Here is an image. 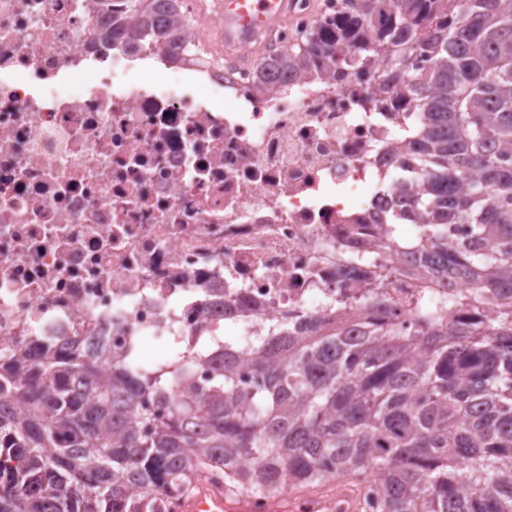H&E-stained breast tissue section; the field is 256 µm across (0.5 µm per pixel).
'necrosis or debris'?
I'll list each match as a JSON object with an SVG mask.
<instances>
[{"instance_id": "necrosis-or-debris-1", "label": "necrosis or debris", "mask_w": 512, "mask_h": 512, "mask_svg": "<svg viewBox=\"0 0 512 512\" xmlns=\"http://www.w3.org/2000/svg\"><path fill=\"white\" fill-rule=\"evenodd\" d=\"M116 18L131 25L128 0H0V348L94 336L117 353L216 335L228 308L247 339L366 292L410 322L418 240H377L416 180L395 145L419 113L362 111L367 82L327 60L269 88L196 47L101 53ZM173 22L224 39L200 0ZM143 60L159 79H136ZM208 288L223 297L201 304Z\"/></svg>"}]
</instances>
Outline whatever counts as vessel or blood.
Listing matches in <instances>:
<instances>
[{
  "mask_svg": "<svg viewBox=\"0 0 512 512\" xmlns=\"http://www.w3.org/2000/svg\"><path fill=\"white\" fill-rule=\"evenodd\" d=\"M295 0H223L224 52L232 57L240 49L258 42L264 35L273 34L288 20ZM190 512H252L248 502L228 503L224 497L207 492L196 496L189 505Z\"/></svg>",
  "mask_w": 512,
  "mask_h": 512,
  "instance_id": "1",
  "label": "vessel or blood"
}]
</instances>
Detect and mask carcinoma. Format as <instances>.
I'll use <instances>...</instances> for the list:
<instances>
[{"instance_id": "carcinoma-1", "label": "carcinoma", "mask_w": 512, "mask_h": 512, "mask_svg": "<svg viewBox=\"0 0 512 512\" xmlns=\"http://www.w3.org/2000/svg\"><path fill=\"white\" fill-rule=\"evenodd\" d=\"M175 0H130L127 43L170 50ZM268 59L265 82L329 59L369 78L365 112L393 94L424 114L411 152L427 273L464 285L453 323L427 299L407 331L368 297L299 335L219 340L210 383L195 381L203 342L163 336L147 359L66 337L0 352V512H174L200 478L227 496L371 478L375 512H512V0H352ZM468 224L450 249L445 228ZM250 366L254 385L236 378ZM154 402L167 406L156 416ZM27 413L18 417L15 405Z\"/></svg>"}]
</instances>
